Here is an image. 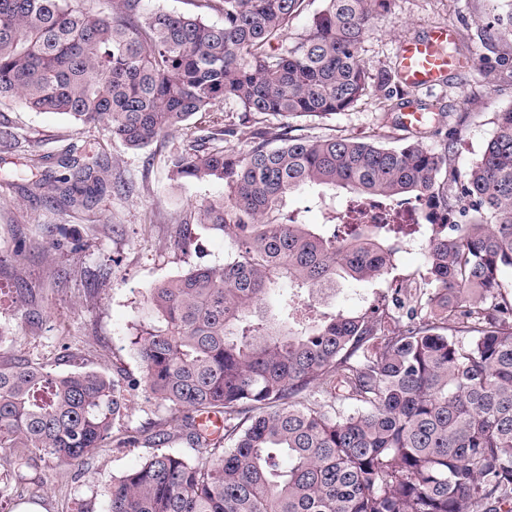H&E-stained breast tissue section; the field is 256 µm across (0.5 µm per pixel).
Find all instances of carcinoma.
I'll return each instance as SVG.
<instances>
[{
	"label": "carcinoma",
	"instance_id": "obj_1",
	"mask_svg": "<svg viewBox=\"0 0 512 512\" xmlns=\"http://www.w3.org/2000/svg\"><path fill=\"white\" fill-rule=\"evenodd\" d=\"M393 0H196L194 13L142 0H0V99L101 124L140 149L232 104L260 125L246 151L212 120L164 157L172 177L222 180L198 223L230 239L222 268L192 266L151 289L154 323L132 344L144 391L172 412L195 461L154 452L112 480L104 510L79 512H512V107L465 174L450 148L387 147L294 134L290 122L353 108L370 92L365 30ZM221 15L210 24L204 12ZM487 22L484 45L502 40ZM86 165L61 189L76 202L105 182ZM321 198H426L424 223L303 224L284 212ZM426 234L425 288L394 290L362 314L304 296L369 281L396 240ZM133 388L117 375H54L0 360V449L11 482L74 465L111 438ZM224 416V431L198 422Z\"/></svg>",
	"mask_w": 512,
	"mask_h": 512
}]
</instances>
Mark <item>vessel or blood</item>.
<instances>
[{"label": "vessel or blood", "mask_w": 512, "mask_h": 512, "mask_svg": "<svg viewBox=\"0 0 512 512\" xmlns=\"http://www.w3.org/2000/svg\"><path fill=\"white\" fill-rule=\"evenodd\" d=\"M457 40L453 26H438L425 36L402 41L398 53L399 81L410 89L443 85L449 72L463 67L459 58L449 57L446 48Z\"/></svg>", "instance_id": "obj_1"}]
</instances>
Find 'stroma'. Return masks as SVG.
Listing matches in <instances>:
<instances>
[{"instance_id": "1", "label": "stroma", "mask_w": 512, "mask_h": 512, "mask_svg": "<svg viewBox=\"0 0 512 512\" xmlns=\"http://www.w3.org/2000/svg\"><path fill=\"white\" fill-rule=\"evenodd\" d=\"M512 10V0H393L392 11L367 29L360 55L373 82L395 73L401 42L434 27L453 25L459 54L483 53L482 24L492 13ZM392 101L413 102L431 117L424 133L411 135L398 123L378 90L348 111L324 118L294 120L295 128L317 136H350L383 145L417 137L431 151L443 149L453 133L460 172L480 158L495 131L496 112L512 106V74L453 72L431 92L393 86ZM0 129L12 147L0 152V352L38 364L55 374L77 366L141 378L144 367L131 343L147 320V298L156 284L194 266L221 267L233 256L228 238L197 224L202 203L228 192L220 180L170 177L163 154L182 147L189 130H174L133 150L113 140L104 126H82L63 115L33 112L15 101H0ZM71 153L77 166L108 167L104 189L87 205L67 202L54 187L70 176L58 158ZM38 160L49 181L37 182L28 165ZM192 225L196 247L182 251L178 233ZM389 278L341 284L318 298V307L350 313L391 300ZM122 424L138 432L137 444L118 448L105 442L80 465L42 467L23 496L0 500V512H20L29 497L38 512H76L88 498L105 503L115 476L138 466L151 452L148 439L171 431V449L204 458L178 433L171 412L147 394L128 404Z\"/></svg>"}]
</instances>
